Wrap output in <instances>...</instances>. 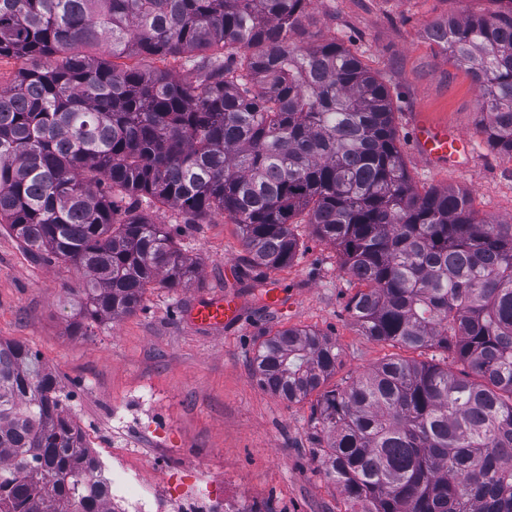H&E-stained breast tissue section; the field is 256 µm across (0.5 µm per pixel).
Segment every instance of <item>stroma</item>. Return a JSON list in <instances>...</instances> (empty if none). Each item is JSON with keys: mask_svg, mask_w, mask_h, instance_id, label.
<instances>
[{"mask_svg": "<svg viewBox=\"0 0 512 512\" xmlns=\"http://www.w3.org/2000/svg\"><path fill=\"white\" fill-rule=\"evenodd\" d=\"M505 0H312L308 39H337L391 88L398 146L419 190L466 191L480 218L512 223V158L489 146L482 131L481 93L428 37L437 21L494 14ZM425 118L461 131L470 143L455 165L426 161L410 129ZM154 222L168 225L199 269L184 287L147 289L139 308L93 323L77 335L65 305L78 275L63 262L45 263L0 227V340L37 353L62 394L66 411L93 457L111 464L126 453L144 487L164 495L185 482L235 490L253 512H343L345 504L314 459L312 399L290 403L261 386L251 359L263 337L280 329H314L340 352L327 388L350 383L398 357L449 366L443 349L409 350L363 336L345 305L358 289L341 271L339 249L310 225H293L299 242L288 268L248 269L239 229L228 218L187 223L176 210L141 202ZM288 306L266 307L267 284ZM232 289L245 319L221 330L190 324L196 300Z\"/></svg>", "mask_w": 512, "mask_h": 512, "instance_id": "stroma-1", "label": "stroma"}]
</instances>
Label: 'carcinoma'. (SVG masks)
Wrapping results in <instances>:
<instances>
[{"label":"carcinoma","mask_w":512,"mask_h":512,"mask_svg":"<svg viewBox=\"0 0 512 512\" xmlns=\"http://www.w3.org/2000/svg\"><path fill=\"white\" fill-rule=\"evenodd\" d=\"M311 0H0V224L79 275V315L137 310L146 288L198 275L143 200L186 219L228 216L246 262L296 258L303 215L361 288L363 335L438 347L465 365L389 358L313 407V454L344 512H512V224L466 192L418 191L397 144L390 86L336 40L305 42ZM482 90L490 147L512 156V7L431 26ZM180 64H118L122 58ZM339 351L281 329L252 360L294 403ZM37 354L0 341V512H112Z\"/></svg>","instance_id":"1"}]
</instances>
